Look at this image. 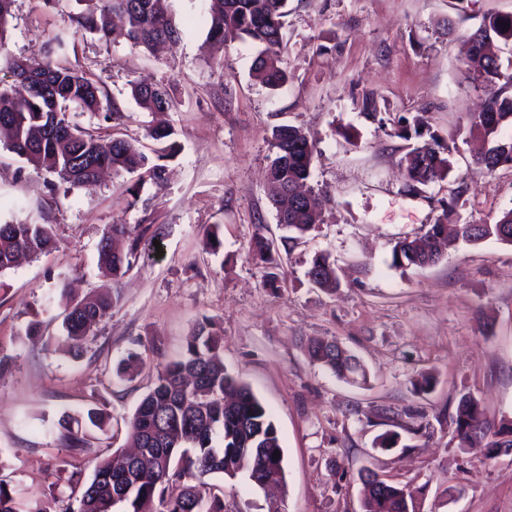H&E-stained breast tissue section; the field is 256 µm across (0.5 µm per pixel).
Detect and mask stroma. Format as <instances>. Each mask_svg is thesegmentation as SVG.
<instances>
[{
    "label": "stroma",
    "mask_w": 512,
    "mask_h": 512,
    "mask_svg": "<svg viewBox=\"0 0 512 512\" xmlns=\"http://www.w3.org/2000/svg\"><path fill=\"white\" fill-rule=\"evenodd\" d=\"M180 41L154 53L89 33L69 60L99 81L123 119L114 135L145 141L172 126L177 155L162 185L137 197L128 177L106 174L73 187L33 170L0 136V224L45 218L58 241L50 255L0 273V482L19 512L78 507L74 486L96 462L127 447V422L148 392L140 374L120 380L129 351L159 361L181 349L202 318L220 333L224 365L268 408L284 450V512H361L362 467L420 486L423 512H512V448L488 458L485 437L459 448L452 417L471 393L490 431L512 424V243H458L437 264L393 267L392 250L424 234L451 195L463 221L491 224L512 209V164L476 170L481 147L467 119L486 93L467 67V35L485 13H512V0H289L282 57L291 78L271 90L252 76L254 46L209 44L200 22L208 0H167ZM78 0H14L8 48L26 56L62 28ZM134 83L166 85L173 106L141 110ZM377 100L368 118L362 98ZM425 113L431 133L452 144L453 170L428 186L408 183L409 143L399 121ZM298 126L316 151L309 181L322 202L318 232L288 245L277 289L247 256L256 225L280 239L267 166L274 127ZM109 224H149L133 268L120 280L97 268ZM218 227L220 248L206 234ZM330 253L341 287L329 295L306 277ZM74 295L120 290L121 302L82 353L62 329L61 285ZM40 333L27 335L30 323ZM337 339L365 367L353 384L310 362L303 343ZM434 390L416 394L422 373ZM111 415L72 455L58 422L88 409ZM394 431L403 444L375 448ZM76 457L77 467L66 466ZM240 512H266L262 491L243 479L204 476ZM459 493L448 499V486Z\"/></svg>",
    "instance_id": "35a3bbf8"
}]
</instances>
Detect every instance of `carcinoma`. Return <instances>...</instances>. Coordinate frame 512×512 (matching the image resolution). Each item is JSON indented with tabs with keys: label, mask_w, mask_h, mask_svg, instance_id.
I'll return each mask as SVG.
<instances>
[{
	"label": "carcinoma",
	"mask_w": 512,
	"mask_h": 512,
	"mask_svg": "<svg viewBox=\"0 0 512 512\" xmlns=\"http://www.w3.org/2000/svg\"><path fill=\"white\" fill-rule=\"evenodd\" d=\"M84 8L69 15L70 25L108 40L124 38L131 47L149 51L155 45L176 42L182 37L163 7V0H81ZM13 0H0V64L9 69L24 88L19 96L0 86V118L8 119V149L35 171L57 175L72 185L89 186L97 181L100 169L113 174H135L138 179L127 188L133 198L147 180L165 181L166 161L177 150L171 127L148 129L147 137L156 147L146 152L136 141L97 135L80 130L68 119L77 107L98 114L106 123L121 120L118 107L104 97L99 83L68 61L69 29H61L44 49L29 56L7 51ZM288 0H209L205 16L208 43L247 42L259 48L254 74L265 87L276 90L289 80L283 66L284 18ZM512 46V14L483 15L471 35L467 60L469 71L487 90L484 108L468 118L469 134L493 138L505 123L512 124V57L508 65L489 50L493 41ZM131 97L146 112H165L172 99L162 84L149 89L131 85ZM398 136L409 140L424 137L426 118L417 114L401 119ZM273 157L267 169L270 181L279 185L281 195L273 201L276 215L285 216L281 238L288 241L305 236L322 223L312 194L295 195L311 177L315 145L302 128L283 124L273 130ZM452 147L437 136L409 147L403 157L408 179L430 185L446 179L452 171ZM512 163V139L497 142L475 159V165L488 172ZM456 226L455 241L475 243L489 238L502 239L512 230V210L493 224L460 221L458 195H453L425 235L404 239L392 250V266L424 267L439 260L453 242L443 237L442 225ZM143 232L126 224H111L103 232L98 247V269L118 281L132 268ZM48 224L12 222L0 224V273L14 267L21 255L37 258L56 248ZM253 259L267 268L277 267L278 248L263 232V226L250 240ZM306 276L317 288L334 292L340 287L335 262L322 252L312 261ZM119 293L88 294L70 298L64 304L63 328L78 349L95 335V328L112 314ZM309 360L352 383L365 384L368 374L350 351L334 340L312 339L306 344ZM141 353L131 351L118 366L120 376L131 379L144 367ZM459 446L473 436L485 433L480 402L469 393L461 395L453 417ZM135 455H116L95 465L93 478L82 493L78 510L64 512H227L224 498L210 494L199 475L220 473L230 479L245 477L255 488L284 477V456L277 429L266 406L242 380L224 367L222 348L214 322L205 318L194 335L188 337L180 353L152 371L151 387L133 417L128 421ZM237 448H254L247 460ZM367 488L363 512H420L419 489L390 481L369 468L360 470Z\"/></svg>",
	"instance_id": "1"
}]
</instances>
